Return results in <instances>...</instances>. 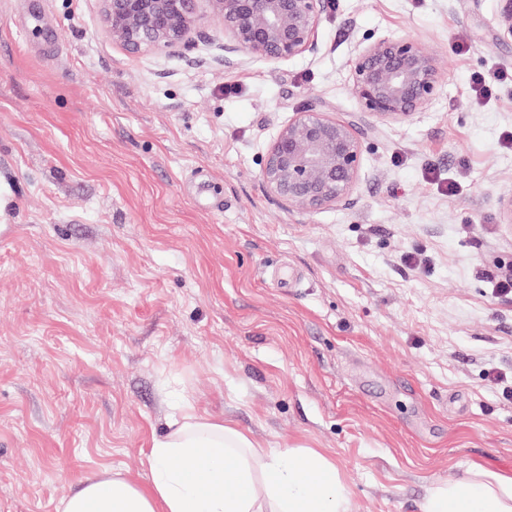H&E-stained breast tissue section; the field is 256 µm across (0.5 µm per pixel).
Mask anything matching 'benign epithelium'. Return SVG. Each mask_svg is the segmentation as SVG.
<instances>
[{
	"mask_svg": "<svg viewBox=\"0 0 512 512\" xmlns=\"http://www.w3.org/2000/svg\"><path fill=\"white\" fill-rule=\"evenodd\" d=\"M106 34L131 53L181 54L202 23L224 33L216 62H279L313 54L330 0H99ZM499 25L512 38V0H500ZM443 75L437 54L414 38L379 37L355 46L350 69L359 110L403 122L436 98ZM364 143L353 124L303 109L268 147L261 177L269 190L301 211L349 200L359 178Z\"/></svg>",
	"mask_w": 512,
	"mask_h": 512,
	"instance_id": "1",
	"label": "benign epithelium"
}]
</instances>
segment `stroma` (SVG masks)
Wrapping results in <instances>:
<instances>
[{
  "instance_id": "stroma-1",
  "label": "stroma",
  "mask_w": 512,
  "mask_h": 512,
  "mask_svg": "<svg viewBox=\"0 0 512 512\" xmlns=\"http://www.w3.org/2000/svg\"><path fill=\"white\" fill-rule=\"evenodd\" d=\"M499 0H331L315 53L133 54L98 0H0V512H59L85 476L143 483L178 408L316 448L351 512H420L473 466L512 474V72ZM409 36L436 99L359 112L354 46ZM363 140L349 202L312 212L260 162L295 112ZM455 191H448V181Z\"/></svg>"
}]
</instances>
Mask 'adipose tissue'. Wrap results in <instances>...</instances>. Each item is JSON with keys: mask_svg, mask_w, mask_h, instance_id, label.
I'll return each mask as SVG.
<instances>
[{"mask_svg": "<svg viewBox=\"0 0 512 512\" xmlns=\"http://www.w3.org/2000/svg\"><path fill=\"white\" fill-rule=\"evenodd\" d=\"M154 439L147 483L80 480L61 512H350L335 464L314 448H261L224 421L185 409ZM423 512H512V475L474 469L434 488Z\"/></svg>", "mask_w": 512, "mask_h": 512, "instance_id": "ef3b65f1", "label": "adipose tissue"}]
</instances>
